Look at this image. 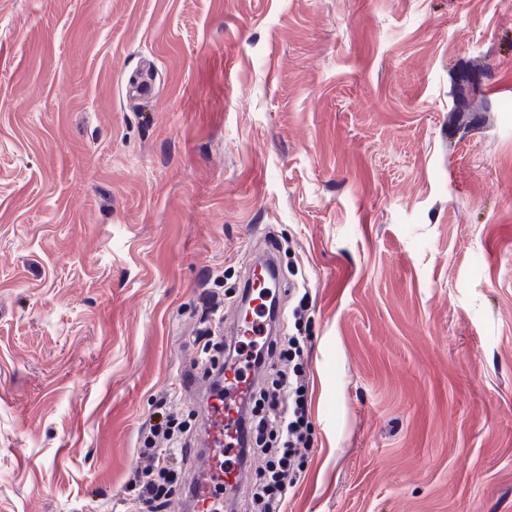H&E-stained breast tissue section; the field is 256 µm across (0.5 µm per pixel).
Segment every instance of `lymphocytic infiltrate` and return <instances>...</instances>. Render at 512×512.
<instances>
[{
  "label": "lymphocytic infiltrate",
  "instance_id": "f902f5d3",
  "mask_svg": "<svg viewBox=\"0 0 512 512\" xmlns=\"http://www.w3.org/2000/svg\"><path fill=\"white\" fill-rule=\"evenodd\" d=\"M304 348L303 337L292 336L284 343L273 340L249 355L261 373L274 376L271 390L261 391L259 402L245 409L249 443L243 446L242 456L252 458L265 433H272L276 442L275 447L264 451L263 481L252 492L255 512H283L287 497L302 478L299 452L310 445ZM279 360L287 361V370H276ZM190 429V423L171 411L166 401L158 402L143 428L140 463L128 479L138 512H164L179 489L182 468L174 445Z\"/></svg>",
  "mask_w": 512,
  "mask_h": 512
}]
</instances>
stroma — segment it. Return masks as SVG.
Wrapping results in <instances>:
<instances>
[{
  "mask_svg": "<svg viewBox=\"0 0 512 512\" xmlns=\"http://www.w3.org/2000/svg\"><path fill=\"white\" fill-rule=\"evenodd\" d=\"M272 236L287 512H512V0H0V512H125L203 289L238 319ZM479 73V64L472 63L455 80V90L460 100L459 108L454 112L453 121L457 127H469L478 112H488V106L483 98H478L480 90L475 83Z\"/></svg>",
  "mask_w": 512,
  "mask_h": 512,
  "instance_id": "1",
  "label": "stroma"
}]
</instances>
